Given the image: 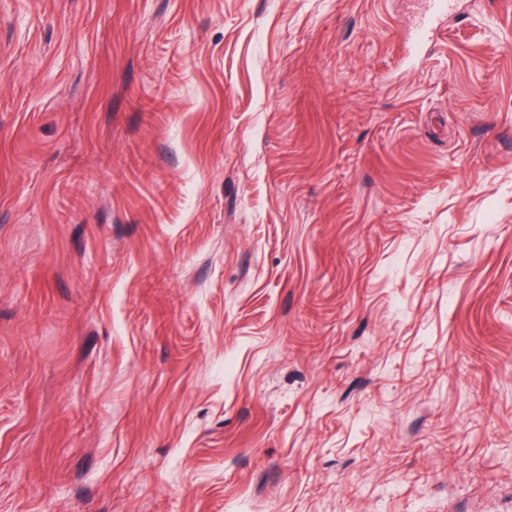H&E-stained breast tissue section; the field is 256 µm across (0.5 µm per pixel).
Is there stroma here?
Listing matches in <instances>:
<instances>
[{
  "mask_svg": "<svg viewBox=\"0 0 512 512\" xmlns=\"http://www.w3.org/2000/svg\"><path fill=\"white\" fill-rule=\"evenodd\" d=\"M0 0V512H512V0ZM451 9V0H429L428 10L420 17L416 26V41L429 39L436 29L437 21L447 16Z\"/></svg>",
  "mask_w": 512,
  "mask_h": 512,
  "instance_id": "obj_1",
  "label": "stroma"
}]
</instances>
